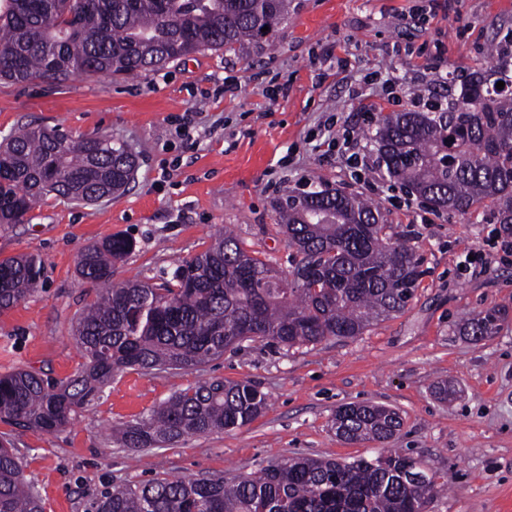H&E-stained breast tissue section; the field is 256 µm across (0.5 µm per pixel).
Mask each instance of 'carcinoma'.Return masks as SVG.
Here are the masks:
<instances>
[{
	"instance_id": "1",
	"label": "carcinoma",
	"mask_w": 512,
	"mask_h": 512,
	"mask_svg": "<svg viewBox=\"0 0 512 512\" xmlns=\"http://www.w3.org/2000/svg\"><path fill=\"white\" fill-rule=\"evenodd\" d=\"M287 19L288 0H5L0 81L137 76L194 53L258 43L262 27ZM375 142L387 174L435 210L463 216L490 206L496 223L512 230V92L470 82L443 109L385 115ZM136 170L134 155L108 134L74 138L56 126L27 124L0 142V226L25 223L49 195L84 204L117 197ZM276 213L302 255L292 288L230 233L160 285L112 283V262L131 253V239L116 235L84 247L76 273L96 286V297L73 335L85 368L59 382L27 370L1 374L0 421L58 430L98 400L119 370H193L246 339L290 348L352 338L412 298L420 260L387 232L378 206L325 187L283 193ZM42 276L34 256L0 260V311L31 295ZM505 316L481 312L462 333L484 340ZM266 407L267 395L248 381H202L128 424L121 442L132 450L159 448L245 426ZM402 425L398 412L376 404L343 405L334 416L336 435L349 443L387 442ZM412 462L391 451L376 465L291 458L253 478L157 477L112 487L97 512H426L435 480L408 481ZM0 512H43L18 457L2 442Z\"/></svg>"
}]
</instances>
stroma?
<instances>
[{
  "instance_id": "1",
  "label": "stroma",
  "mask_w": 512,
  "mask_h": 512,
  "mask_svg": "<svg viewBox=\"0 0 512 512\" xmlns=\"http://www.w3.org/2000/svg\"><path fill=\"white\" fill-rule=\"evenodd\" d=\"M290 0L270 40L204 51L134 80L77 76L54 87L0 83V137L33 123L72 136L111 133L138 158L134 188L90 205L50 196L29 220L0 228V259L36 255L37 290L0 313V374L63 380L85 362L73 327L95 290L81 283L83 247L113 235L134 251L116 283L152 285L204 251L224 228L290 278L299 256L277 222L284 189L339 187L377 204L389 232L412 247L423 273L412 299L363 335L287 348L246 340L194 370L113 374L102 398L54 432L0 422L44 512H96L113 486L166 474L254 476L294 457L351 462L396 448L434 474L429 512H512V251L489 232L492 210L462 217L403 191L384 168L355 175L349 154L375 159L367 137L379 113L415 99L458 98L467 78L489 77L491 50L512 40V0ZM237 77L235 94L219 91ZM287 96H277L278 87ZM375 102L380 112L363 111ZM482 262L469 267L473 252ZM507 310L495 336L474 342L464 321ZM248 381L268 396L250 424L132 451L118 436L154 406L201 380ZM445 381L455 393L438 399ZM383 404L403 418L389 443L349 444L332 418L345 404Z\"/></svg>"
}]
</instances>
